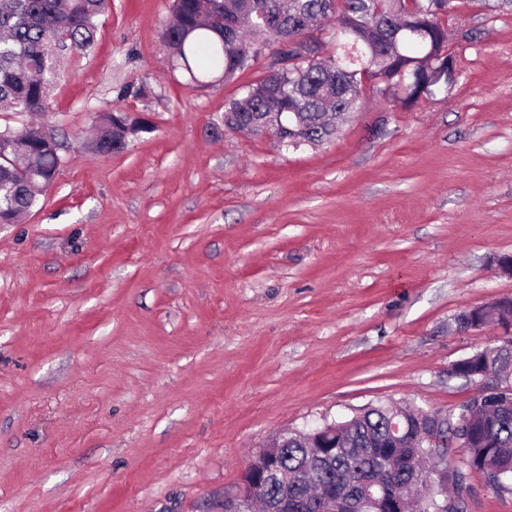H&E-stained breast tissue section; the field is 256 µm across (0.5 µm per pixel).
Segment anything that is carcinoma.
<instances>
[{
    "mask_svg": "<svg viewBox=\"0 0 512 512\" xmlns=\"http://www.w3.org/2000/svg\"><path fill=\"white\" fill-rule=\"evenodd\" d=\"M452 0H172L173 21L161 32L171 68L195 88L226 82L252 69L260 47L279 61L225 104L220 130L270 132L280 147L317 145L333 129L327 113L355 112L363 95L360 74L375 81V94L403 108L419 102L420 86L448 65V25L441 15ZM108 0H0V112L33 114L48 108L61 74L60 61L88 52ZM309 20L332 23L330 40ZM127 129L112 116L96 120L92 144L102 155L126 150ZM56 139L38 127L0 131V220L16 223L40 201L62 165ZM512 366V350L488 358L464 357L453 373L469 378L499 365ZM468 422L448 426L434 444L420 437L428 413L393 404L370 405L335 422L340 448H311L288 435L276 466L288 482L271 479L253 498L272 512L288 498L291 512H330L319 489L336 492V512L358 499L362 512H382L390 496L405 500L404 512H464L467 474H454L457 499L426 493L434 470L427 459L446 460L456 448L466 464L483 472L496 490L512 483V392L476 397Z\"/></svg>",
    "mask_w": 512,
    "mask_h": 512,
    "instance_id": "obj_1",
    "label": "carcinoma"
}]
</instances>
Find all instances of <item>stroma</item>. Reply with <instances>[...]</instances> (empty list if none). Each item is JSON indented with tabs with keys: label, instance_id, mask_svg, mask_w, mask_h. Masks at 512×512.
<instances>
[{
	"label": "stroma",
	"instance_id": "obj_1",
	"mask_svg": "<svg viewBox=\"0 0 512 512\" xmlns=\"http://www.w3.org/2000/svg\"><path fill=\"white\" fill-rule=\"evenodd\" d=\"M170 7L112 0L34 118L65 163L0 227V512H222L279 432L379 403L460 414L476 384L451 364L505 335L456 318L512 297V7L455 0L451 88L366 93L296 151L209 136L268 61L186 87ZM102 112L153 129L101 156ZM466 471V512H512Z\"/></svg>",
	"mask_w": 512,
	"mask_h": 512
}]
</instances>
